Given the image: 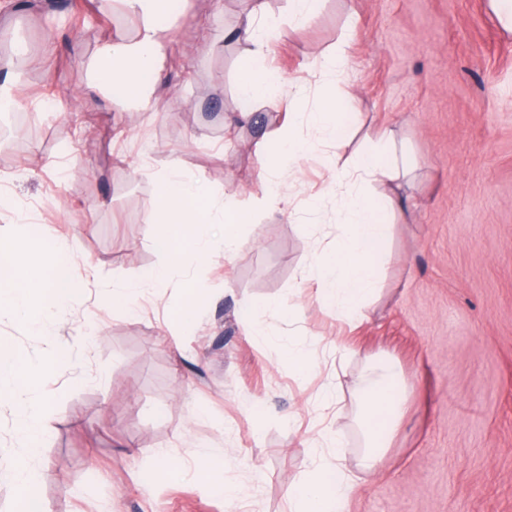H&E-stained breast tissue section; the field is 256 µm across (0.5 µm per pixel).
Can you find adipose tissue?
<instances>
[{
  "mask_svg": "<svg viewBox=\"0 0 512 512\" xmlns=\"http://www.w3.org/2000/svg\"><path fill=\"white\" fill-rule=\"evenodd\" d=\"M122 2L125 12L138 22L137 33L130 40L111 38L100 45L88 65L84 95L94 106L108 108L118 102L142 112L155 106L156 87L164 77L167 35L161 20L167 14L168 0ZM233 35L252 46L238 73L241 111L246 114L253 102L270 92L266 79L269 35L251 18ZM146 73L151 74V81H143ZM354 120L353 113L337 111L335 96L327 94L313 111L292 113L288 124L290 160L307 158L340 143ZM307 129L314 132V141L304 139ZM411 171L404 146L381 131L336 172L333 190L342 207V229L330 251L307 266L303 277L315 281L320 296L335 306L337 321L359 319L363 308L379 295L381 252L391 232L387 218L404 207L402 198L387 191L372 196L367 188L373 183L387 187ZM245 221L246 214L234 196L213 200L203 181L184 178L174 168L168 170L158 181L150 241L169 262L137 281L115 286L114 301L149 294L155 284L168 279L170 262L220 253L234 255L241 244L238 226ZM77 294L70 240L35 232L23 238L0 235V312L9 311L34 332L48 333L55 326V312L71 304ZM42 376V370L22 361L12 344L0 341V404L14 410L17 441L23 450L16 463L0 470V481L19 491L20 512H49L34 489L35 463L48 431L46 412L36 396ZM361 385L369 437L364 461L371 470L405 414L407 389L401 373L387 358L372 362ZM318 445L303 481L288 492V512H348L359 488L342 460L330 455L331 449L344 447L343 434L322 428Z\"/></svg>",
  "mask_w": 512,
  "mask_h": 512,
  "instance_id": "1",
  "label": "adipose tissue"
}]
</instances>
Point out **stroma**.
<instances>
[{
	"mask_svg": "<svg viewBox=\"0 0 512 512\" xmlns=\"http://www.w3.org/2000/svg\"><path fill=\"white\" fill-rule=\"evenodd\" d=\"M169 3L165 80L148 112L94 108L82 96L100 42L136 32L121 5L0 7L9 34L0 66H10L13 97L43 130L19 127L21 149L0 147V194L11 205L0 221L18 212L41 235L73 237L82 290L56 319L67 359L47 367L39 387L49 436L36 479L50 512H235L200 480L203 446L224 451V474L252 512H287L289 487L311 467L318 396L340 351L337 426L344 463L362 479L348 512H512V30L489 0H324L296 30L280 24L286 0H264L267 65L281 82L228 128L249 46L226 34L253 4ZM349 22V65L340 79L325 77L316 59ZM320 88L362 114L345 152L384 127L418 162L401 184L382 292L352 325L301 280L336 240L330 172L301 163L289 181L298 213L256 205L259 156L287 132V102L305 111ZM174 166L213 194H235L255 221L242 225L233 257L187 261L130 309L110 307L113 285L167 262L149 243V221L155 177ZM190 286L209 294L192 326L176 318ZM272 301L281 310L263 315ZM259 314L263 340L251 334ZM1 339L30 363L46 359L45 337L11 316L0 317ZM292 346L316 371L295 373ZM369 355L394 361L408 388L385 455L365 472L356 389ZM162 451L181 473L144 489Z\"/></svg>",
	"mask_w": 512,
	"mask_h": 512,
	"instance_id": "1",
	"label": "stroma"
}]
</instances>
